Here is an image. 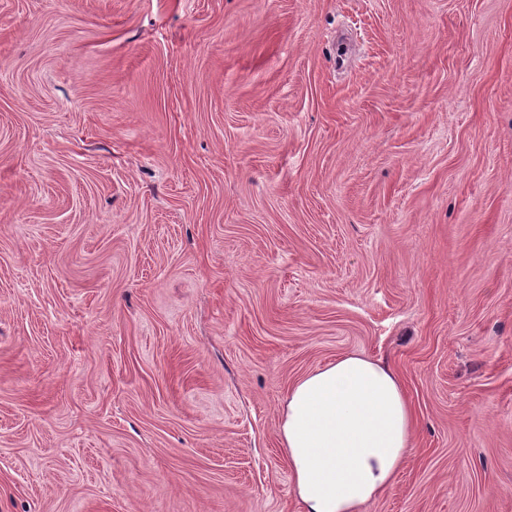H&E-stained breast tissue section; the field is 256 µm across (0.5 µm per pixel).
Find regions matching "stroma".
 <instances>
[{
	"instance_id": "1",
	"label": "stroma",
	"mask_w": 512,
	"mask_h": 512,
	"mask_svg": "<svg viewBox=\"0 0 512 512\" xmlns=\"http://www.w3.org/2000/svg\"><path fill=\"white\" fill-rule=\"evenodd\" d=\"M346 353L512 512V0H0V512H302Z\"/></svg>"
}]
</instances>
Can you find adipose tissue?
Segmentation results:
<instances>
[{"label":"adipose tissue","mask_w":512,"mask_h":512,"mask_svg":"<svg viewBox=\"0 0 512 512\" xmlns=\"http://www.w3.org/2000/svg\"><path fill=\"white\" fill-rule=\"evenodd\" d=\"M414 427L399 376L379 361L344 354L298 379L279 438L303 512H362L393 487Z\"/></svg>","instance_id":"obj_1"}]
</instances>
